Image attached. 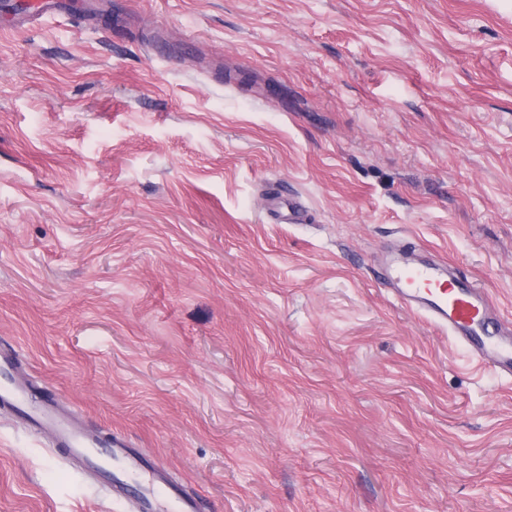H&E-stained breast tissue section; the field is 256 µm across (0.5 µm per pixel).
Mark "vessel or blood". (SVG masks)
<instances>
[{
    "instance_id": "b4317fda",
    "label": "vessel or blood",
    "mask_w": 512,
    "mask_h": 512,
    "mask_svg": "<svg viewBox=\"0 0 512 512\" xmlns=\"http://www.w3.org/2000/svg\"><path fill=\"white\" fill-rule=\"evenodd\" d=\"M67 10V0H30L24 14L42 17ZM275 209L287 224L307 218L305 207L290 198L277 201ZM385 279L407 308L447 330L478 364L512 376V322L502 318L483 288L453 279L444 261L412 265L396 259L387 265ZM16 362L15 353L0 348V406L25 415L71 459L105 476L113 497L136 490L141 512H203L198 496L171 481L164 467L129 447L123 437L89 434L39 390L15 379Z\"/></svg>"
}]
</instances>
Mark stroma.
Here are the masks:
<instances>
[{
	"mask_svg": "<svg viewBox=\"0 0 512 512\" xmlns=\"http://www.w3.org/2000/svg\"><path fill=\"white\" fill-rule=\"evenodd\" d=\"M0 29V343L207 512H512V0H84ZM298 196L305 224L270 200ZM0 512H138L0 407ZM447 272L446 261L412 265L394 259L385 279L407 308L447 330L478 364L512 376V322L502 318L483 288Z\"/></svg>",
	"mask_w": 512,
	"mask_h": 512,
	"instance_id": "obj_1",
	"label": "stroma"
}]
</instances>
